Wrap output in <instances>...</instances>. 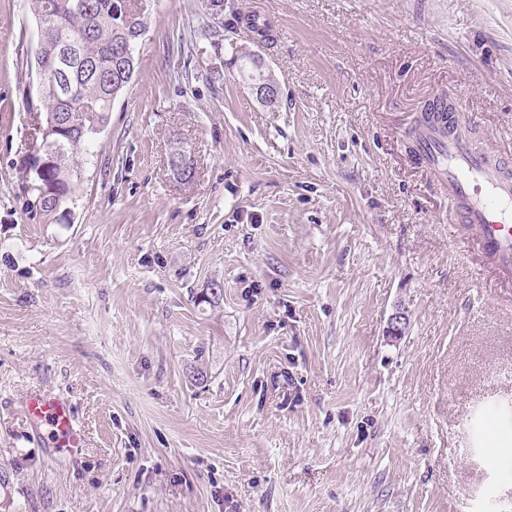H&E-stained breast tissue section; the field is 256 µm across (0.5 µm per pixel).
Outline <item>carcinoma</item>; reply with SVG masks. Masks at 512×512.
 Instances as JSON below:
<instances>
[{"instance_id":"obj_1","label":"carcinoma","mask_w":512,"mask_h":512,"mask_svg":"<svg viewBox=\"0 0 512 512\" xmlns=\"http://www.w3.org/2000/svg\"><path fill=\"white\" fill-rule=\"evenodd\" d=\"M118 0H28V7L35 19L45 15L54 19L58 36L62 39L80 40V59L67 69L66 87L46 83L40 91V99L46 112H63L67 102L85 104L81 113L84 123L94 121L106 125L110 119L112 102L129 85L130 80L119 78L124 61L117 50L135 41L147 27L145 10L131 12L114 10ZM238 18L253 30L264 43L272 40V26L257 14L240 13ZM259 51L233 49L229 65L238 75L249 82L273 81L274 74L257 67ZM444 114L438 112L436 102L428 103L419 119V126L434 127L441 123ZM91 136L71 134L62 140L57 163L45 172L42 185L45 189L59 191L73 183L78 165L75 162L80 151H89Z\"/></svg>"}]
</instances>
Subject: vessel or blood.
Returning a JSON list of instances; mask_svg holds the SVG:
<instances>
[{
  "instance_id": "1",
  "label": "vessel or blood",
  "mask_w": 512,
  "mask_h": 512,
  "mask_svg": "<svg viewBox=\"0 0 512 512\" xmlns=\"http://www.w3.org/2000/svg\"><path fill=\"white\" fill-rule=\"evenodd\" d=\"M416 146L446 186L455 223L473 227L482 251L497 260L502 273L512 274V154L491 157L454 130H424ZM22 410L31 427L60 439L69 452L83 448L84 435L64 400L35 391L24 398Z\"/></svg>"
}]
</instances>
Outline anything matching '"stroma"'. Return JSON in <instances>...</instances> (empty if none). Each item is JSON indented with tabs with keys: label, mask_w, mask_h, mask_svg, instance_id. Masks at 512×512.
I'll use <instances>...</instances> for the list:
<instances>
[{
	"label": "stroma",
	"mask_w": 512,
	"mask_h": 512,
	"mask_svg": "<svg viewBox=\"0 0 512 512\" xmlns=\"http://www.w3.org/2000/svg\"><path fill=\"white\" fill-rule=\"evenodd\" d=\"M144 7L47 224L22 181L38 24L0 0V512H512V287L408 137L446 96L512 152V0ZM238 8L272 25L277 108L228 64ZM34 390L79 456L25 423ZM22 410L31 427L50 440L76 453L84 447L83 433L74 423L71 406L64 400L42 392H31L23 400Z\"/></svg>",
	"instance_id": "obj_1"
}]
</instances>
